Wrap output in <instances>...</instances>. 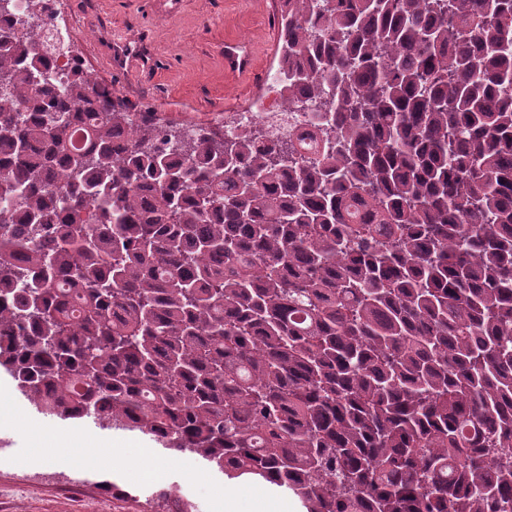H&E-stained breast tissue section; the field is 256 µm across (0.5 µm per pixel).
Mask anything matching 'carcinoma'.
Wrapping results in <instances>:
<instances>
[{"instance_id":"carcinoma-1","label":"carcinoma","mask_w":512,"mask_h":512,"mask_svg":"<svg viewBox=\"0 0 512 512\" xmlns=\"http://www.w3.org/2000/svg\"><path fill=\"white\" fill-rule=\"evenodd\" d=\"M0 0V369L306 512H512V0H285L309 137L133 111Z\"/></svg>"}]
</instances>
